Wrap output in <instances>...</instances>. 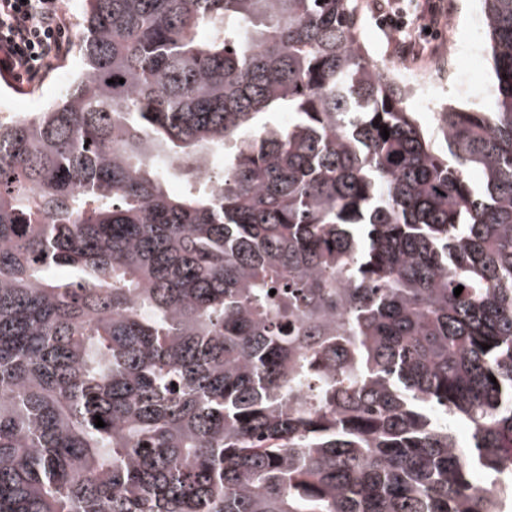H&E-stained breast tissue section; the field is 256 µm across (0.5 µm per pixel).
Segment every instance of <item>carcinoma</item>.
<instances>
[{
	"label": "carcinoma",
	"instance_id": "carcinoma-1",
	"mask_svg": "<svg viewBox=\"0 0 512 512\" xmlns=\"http://www.w3.org/2000/svg\"><path fill=\"white\" fill-rule=\"evenodd\" d=\"M481 9L490 107L429 135L355 0H84L81 76L0 117V512H504L512 0Z\"/></svg>",
	"mask_w": 512,
	"mask_h": 512
}]
</instances>
